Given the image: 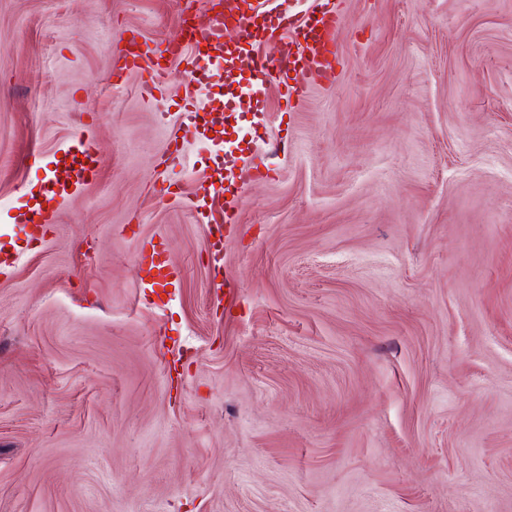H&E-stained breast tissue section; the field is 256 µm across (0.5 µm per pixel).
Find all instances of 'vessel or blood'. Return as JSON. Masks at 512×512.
Returning <instances> with one entry per match:
<instances>
[{
	"instance_id": "b4317fda",
	"label": "vessel or blood",
	"mask_w": 512,
	"mask_h": 512,
	"mask_svg": "<svg viewBox=\"0 0 512 512\" xmlns=\"http://www.w3.org/2000/svg\"><path fill=\"white\" fill-rule=\"evenodd\" d=\"M287 0H214L203 14L200 25L194 26L184 42L155 41L152 53L155 63L141 80L143 94L152 97L161 92L167 65L181 60L184 72L194 79L207 80L223 89L224 101L200 112L192 103L183 106L180 120L187 136L211 140L225 145L224 154L216 156L208 178L189 197L187 206L199 212L208 201L225 202V217H233L238 200H225V193L234 184L238 171L249 168L248 158L235 154L229 145L238 129L236 119L243 114L263 116L267 85H276L284 100L302 98L310 86L333 82L338 58L337 28L339 14L330 4L304 20L287 11ZM276 43V54H260L258 44ZM143 54L136 38H129L114 57L112 75H124L141 70ZM96 159L91 147L77 143L55 157L46 176L45 200H66L77 193L94 176ZM42 203L29 207L28 215L17 227L29 239L46 235ZM158 251L142 253L150 290L176 287L175 268L159 261Z\"/></svg>"
}]
</instances>
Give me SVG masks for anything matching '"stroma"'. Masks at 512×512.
<instances>
[{
  "label": "stroma",
  "mask_w": 512,
  "mask_h": 512,
  "mask_svg": "<svg viewBox=\"0 0 512 512\" xmlns=\"http://www.w3.org/2000/svg\"><path fill=\"white\" fill-rule=\"evenodd\" d=\"M336 4L334 84L240 124L271 169L217 258L205 92L111 78L179 0H0V512H512V0ZM79 137L96 176L28 241ZM28 213L29 216L16 224L19 233H23L30 240L44 237L47 233V224L43 219L42 202L36 201L33 206H28ZM156 247V245L152 246L151 253L144 249L141 250L142 262L146 266L144 271L149 277L144 288H150L152 293H157V290L165 292L167 288H176L178 283L177 270L157 259L161 253L157 251Z\"/></svg>",
  "instance_id": "stroma-1"
}]
</instances>
